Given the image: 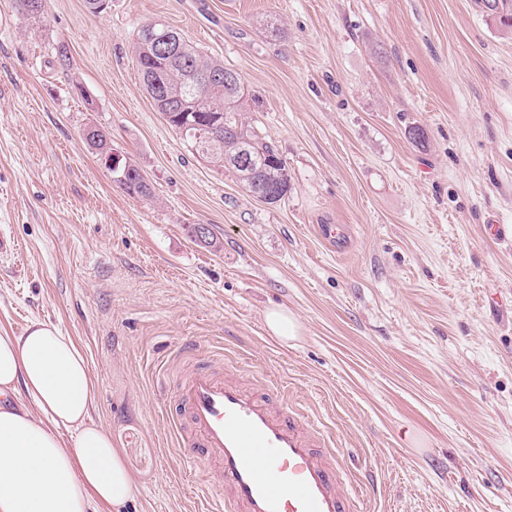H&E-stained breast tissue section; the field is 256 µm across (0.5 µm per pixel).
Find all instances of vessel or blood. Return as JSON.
Listing matches in <instances>:
<instances>
[{"mask_svg":"<svg viewBox=\"0 0 512 512\" xmlns=\"http://www.w3.org/2000/svg\"><path fill=\"white\" fill-rule=\"evenodd\" d=\"M168 412L180 447L213 460L205 512H364L344 453L281 395L260 397L211 362L183 367Z\"/></svg>","mask_w":512,"mask_h":512,"instance_id":"obj_1","label":"vessel or blood"}]
</instances>
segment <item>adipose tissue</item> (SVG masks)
I'll use <instances>...</instances> for the list:
<instances>
[{"label": "adipose tissue", "mask_w": 512, "mask_h": 512, "mask_svg": "<svg viewBox=\"0 0 512 512\" xmlns=\"http://www.w3.org/2000/svg\"><path fill=\"white\" fill-rule=\"evenodd\" d=\"M95 381L71 336L0 333V512H120L136 479L93 421Z\"/></svg>", "instance_id": "obj_1"}]
</instances>
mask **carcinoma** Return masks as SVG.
Returning a JSON list of instances; mask_svg holds the SVG:
<instances>
[{
    "label": "carcinoma",
    "instance_id": "carcinoma-1",
    "mask_svg": "<svg viewBox=\"0 0 512 512\" xmlns=\"http://www.w3.org/2000/svg\"><path fill=\"white\" fill-rule=\"evenodd\" d=\"M476 5L487 16L512 31V0H476ZM168 48V55H159L154 43ZM134 53L145 87L155 81L165 84L175 95L170 108L168 123L195 152L218 168L235 175L250 194L270 184L277 189L273 203L281 202L290 191L288 167L276 148L265 141L259 132L243 122L244 81L241 74L233 80L196 91L200 70L228 73L230 68L187 41L175 28L148 22L140 27L134 42ZM217 120L223 124V135L218 140L202 141L195 137L196 125ZM88 145L107 158L112 148L107 134L100 130ZM118 177L116 183L128 194L151 196L149 184L141 177L138 167L124 162L110 168Z\"/></svg>",
    "mask_w": 512,
    "mask_h": 512
}]
</instances>
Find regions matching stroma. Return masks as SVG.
Wrapping results in <instances>:
<instances>
[{"mask_svg": "<svg viewBox=\"0 0 512 512\" xmlns=\"http://www.w3.org/2000/svg\"><path fill=\"white\" fill-rule=\"evenodd\" d=\"M151 20L241 73L288 165L280 203L158 112L133 55ZM89 124L151 198L113 181ZM0 232V333L73 337L137 477L124 512L202 507L159 379L215 352L334 435L366 512H512V34L475 0H46L37 20L0 0ZM275 306L297 340L268 331ZM266 324L270 333L283 342L295 339L300 330L298 319L285 307L270 309L266 315Z\"/></svg>", "mask_w": 512, "mask_h": 512, "instance_id": "obj_1", "label": "stroma"}]
</instances>
